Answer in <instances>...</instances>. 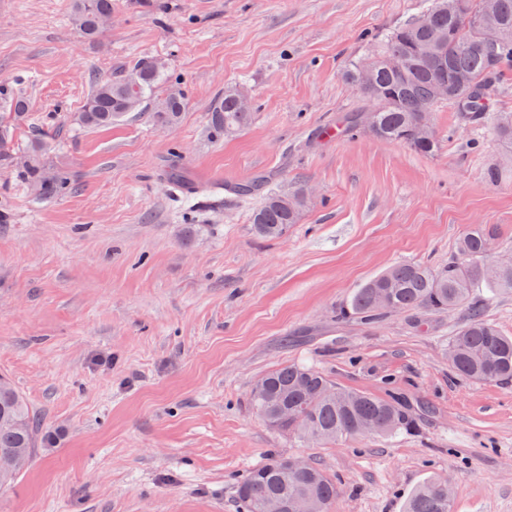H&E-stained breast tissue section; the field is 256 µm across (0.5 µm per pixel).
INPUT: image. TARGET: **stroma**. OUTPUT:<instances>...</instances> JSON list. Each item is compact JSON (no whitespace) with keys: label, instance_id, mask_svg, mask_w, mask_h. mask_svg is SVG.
Listing matches in <instances>:
<instances>
[{"label":"stroma","instance_id":"35a3bbf8","mask_svg":"<svg viewBox=\"0 0 512 512\" xmlns=\"http://www.w3.org/2000/svg\"><path fill=\"white\" fill-rule=\"evenodd\" d=\"M427 0H112L98 43L71 0H0V84L25 97L10 147L35 129L72 188L41 198L0 167V372L53 439L0 512H243L235 482L267 453L335 479L333 512H403L444 477L454 512H512V383L460 377L448 343L464 311L416 328L336 317L355 288L402 262L447 264L460 237L496 228L512 253V152L491 127L432 114L423 156L360 132L327 135L361 93L343 71ZM159 61L185 98L178 125L134 112L76 121L91 78ZM250 96L246 127L212 139L225 87ZM179 166L193 185L167 179ZM263 173L310 194L298 224L257 238L229 185ZM300 363L338 386L426 405L392 438L313 444L250 407L255 380Z\"/></svg>","mask_w":512,"mask_h":512}]
</instances>
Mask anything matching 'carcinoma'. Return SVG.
Masks as SVG:
<instances>
[{
    "mask_svg": "<svg viewBox=\"0 0 512 512\" xmlns=\"http://www.w3.org/2000/svg\"><path fill=\"white\" fill-rule=\"evenodd\" d=\"M429 0L421 16L390 31L372 53L371 81L361 89L368 107L347 115L341 130L354 133L362 128L367 112L374 114L372 135L388 142H401L422 155L437 152V138L421 140L415 134L420 111L434 110L440 101L434 86L440 78L455 73L467 74L472 83L464 99L450 94L446 102L462 121L473 128L482 127L493 112L495 92L504 72L512 69V0H497L502 18L501 29L485 33L471 21L451 14L444 3ZM112 16V0H72L70 20L89 42L100 40L105 21ZM441 48L433 58L421 56L417 49L435 40ZM403 57L407 70L400 74L387 60ZM163 82V67L154 59H142L120 75L95 79L78 113L77 121L86 128L112 125L131 112H147L159 126H173L184 110L183 94L173 87L158 92ZM0 99L9 111L0 115V165L14 166L5 123L26 114L27 100L0 86ZM252 112L238 101V87L227 86L211 108L209 134L224 137L228 130L246 126ZM499 139L512 144V113L494 112ZM48 136L44 131L30 140L27 162L18 169L23 181L34 193L50 198L67 193L68 174L47 160ZM264 175L232 187L241 199L262 196L252 212L254 233L263 239H275L292 224L298 223L305 208L304 189L274 190ZM496 237L495 229L479 226L459 240L457 255L448 264L430 268L419 263L395 265L356 289L337 311L340 319L371 324L391 312H412L428 320L460 308L468 310L466 322L456 330L448 344V360L463 377L483 383L512 381V336L502 334L483 314L477 288L512 293V263L499 268L494 276L485 273L489 255L486 241ZM262 389L251 390L252 409L263 415L272 428L315 443H332L371 435L367 425L381 422L379 435H392L413 422L414 408L407 400L381 398L346 391L325 374L297 364L279 366L257 379ZM288 411V419L278 410ZM44 431V418L28 405L11 379L0 375V455L21 453L28 460L36 456ZM286 459L270 454L265 462L251 469L236 485V496L246 512H264L265 504L277 500L291 506L300 494L310 496L316 512H331L338 496L336 482L311 462L302 469L284 466ZM404 512H452L448 502V483L433 475L412 493Z\"/></svg>",
    "mask_w": 512,
    "mask_h": 512,
    "instance_id": "cac0c4a2",
    "label": "carcinoma"
}]
</instances>
